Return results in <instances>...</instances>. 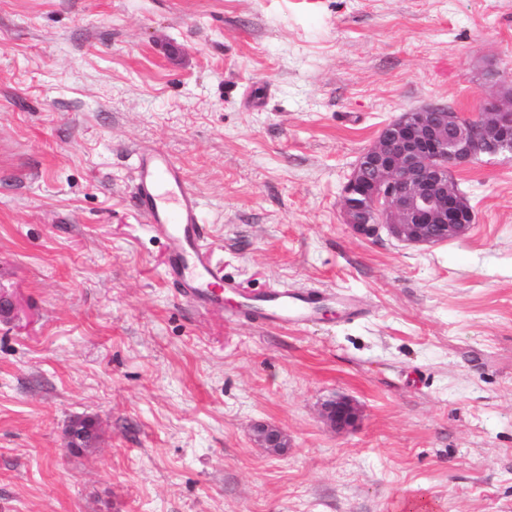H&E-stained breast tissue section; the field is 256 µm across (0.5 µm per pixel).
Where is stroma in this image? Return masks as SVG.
Segmentation results:
<instances>
[{
    "mask_svg": "<svg viewBox=\"0 0 512 512\" xmlns=\"http://www.w3.org/2000/svg\"><path fill=\"white\" fill-rule=\"evenodd\" d=\"M501 81L512 0H0V512H512V158L456 172V240L364 238L340 204L383 125ZM154 148L227 310L176 296L129 206ZM299 287L323 322L230 310ZM322 415L336 430L352 429L358 420L357 407L347 398H337L325 403ZM95 438V428L89 422H74L67 434V447L73 451L83 450L91 446ZM253 437L258 448H265L271 454H280L285 448H288V436L274 426L256 425Z\"/></svg>",
    "mask_w": 512,
    "mask_h": 512,
    "instance_id": "stroma-1",
    "label": "stroma"
}]
</instances>
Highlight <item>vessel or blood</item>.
<instances>
[{"label": "vessel or blood", "instance_id": "b4317fda", "mask_svg": "<svg viewBox=\"0 0 512 512\" xmlns=\"http://www.w3.org/2000/svg\"><path fill=\"white\" fill-rule=\"evenodd\" d=\"M133 176V207L170 245L168 280L191 304L223 307L234 284L213 261L201 201L188 187L182 169L167 153L150 150L139 154ZM321 301L316 289H286L255 295L252 303L240 306L239 313L262 324L300 325L313 319Z\"/></svg>", "mask_w": 512, "mask_h": 512}]
</instances>
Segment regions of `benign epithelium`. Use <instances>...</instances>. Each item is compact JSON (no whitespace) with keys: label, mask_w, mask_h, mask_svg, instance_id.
Instances as JSON below:
<instances>
[{"label":"benign epithelium","mask_w":512,"mask_h":512,"mask_svg":"<svg viewBox=\"0 0 512 512\" xmlns=\"http://www.w3.org/2000/svg\"><path fill=\"white\" fill-rule=\"evenodd\" d=\"M512 155V91L487 101L482 111L451 112L442 104L404 112L385 124L356 164L342 192L345 223L370 238L380 227L399 241L430 245L459 239L475 216L453 175L476 156ZM323 418L336 430L355 427L357 407L347 398L328 401ZM259 448L279 454L288 436L259 424L253 430ZM95 428L75 422L67 447L91 446Z\"/></svg>","instance_id":"obj_1"}]
</instances>
